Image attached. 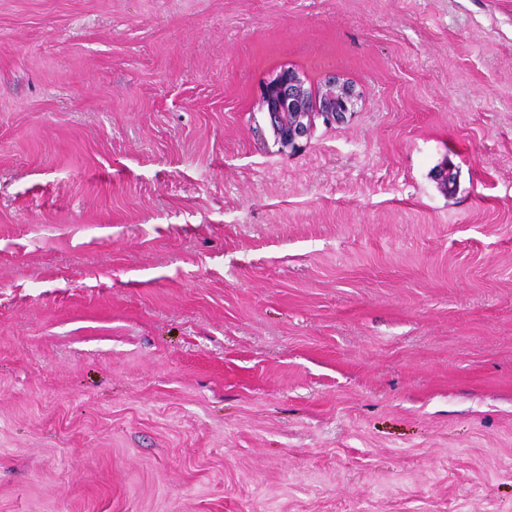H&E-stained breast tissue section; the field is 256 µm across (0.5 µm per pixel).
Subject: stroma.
Segmentation results:
<instances>
[{"label": "stroma", "mask_w": 512, "mask_h": 512, "mask_svg": "<svg viewBox=\"0 0 512 512\" xmlns=\"http://www.w3.org/2000/svg\"><path fill=\"white\" fill-rule=\"evenodd\" d=\"M0 512H512V0H0ZM355 90L348 82L332 78L313 96L305 79L292 68H283L263 87L260 105L267 113L282 148L295 151L307 138L316 119L344 122L352 115Z\"/></svg>", "instance_id": "stroma-1"}]
</instances>
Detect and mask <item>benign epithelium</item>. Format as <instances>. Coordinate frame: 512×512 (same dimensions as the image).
I'll list each match as a JSON object with an SVG mask.
<instances>
[{"label":"benign epithelium","mask_w":512,"mask_h":512,"mask_svg":"<svg viewBox=\"0 0 512 512\" xmlns=\"http://www.w3.org/2000/svg\"><path fill=\"white\" fill-rule=\"evenodd\" d=\"M355 97L353 86L336 78L314 96L299 72L283 68L263 87L260 105L278 142L294 151L310 135L317 119L326 123L346 121L352 115Z\"/></svg>","instance_id":"obj_1"}]
</instances>
